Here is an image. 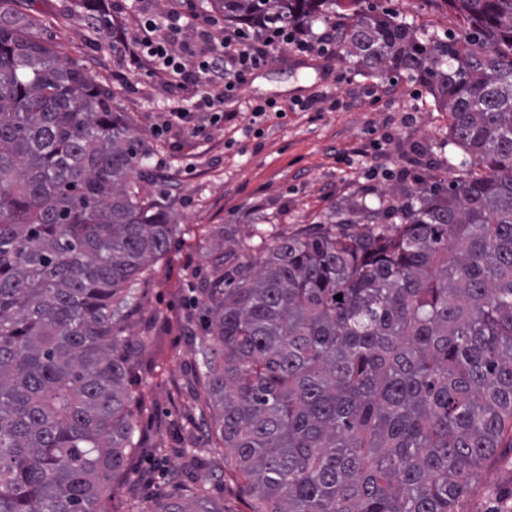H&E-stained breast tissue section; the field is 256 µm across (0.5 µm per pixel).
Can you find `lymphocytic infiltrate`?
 <instances>
[{"instance_id":"lymphocytic-infiltrate-1","label":"lymphocytic infiltrate","mask_w":512,"mask_h":512,"mask_svg":"<svg viewBox=\"0 0 512 512\" xmlns=\"http://www.w3.org/2000/svg\"><path fill=\"white\" fill-rule=\"evenodd\" d=\"M191 23L198 36L188 43L181 33ZM113 47L131 65L150 62L154 73L173 88L200 89L199 104L211 110V120L217 124L224 119L225 100L234 98L254 71L268 65L272 50L331 58L336 54V32L326 30L310 39L283 26L230 32L217 18L200 19L174 8L160 20L143 15L138 34L115 39Z\"/></svg>"}]
</instances>
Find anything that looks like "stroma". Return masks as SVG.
Masks as SVG:
<instances>
[{
  "label": "stroma",
  "instance_id": "35a3bbf8",
  "mask_svg": "<svg viewBox=\"0 0 512 512\" xmlns=\"http://www.w3.org/2000/svg\"><path fill=\"white\" fill-rule=\"evenodd\" d=\"M390 8L421 28H454L452 14L428 0H390ZM14 13L37 19L35 35L110 88L149 153L145 194L166 204L176 222L168 251L138 285L129 315L144 338V364L129 384L145 405L138 414L140 448L128 457V477L116 488L112 512H145L158 495H191L205 486L226 512H250L252 502L211 454L205 418L191 381L195 354L182 328L198 314L195 290L210 279L212 260L225 269L247 267L259 245L348 218L359 201L400 208L405 189L449 178L448 114L406 75L381 80L359 71L344 50L335 58L274 53L236 97L225 101L231 120L212 123L195 89L174 91L151 75L150 65L129 70L111 42L89 32L72 0H12ZM333 95L335 108L294 110L296 101ZM271 99L284 117L255 122L249 103ZM176 107L195 112L193 125L167 121ZM208 457L186 475L187 436ZM462 512H512V450L499 449Z\"/></svg>",
  "mask_w": 512,
  "mask_h": 512
}]
</instances>
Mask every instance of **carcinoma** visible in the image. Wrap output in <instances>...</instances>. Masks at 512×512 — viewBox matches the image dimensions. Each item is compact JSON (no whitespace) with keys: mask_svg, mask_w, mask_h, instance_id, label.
<instances>
[{"mask_svg":"<svg viewBox=\"0 0 512 512\" xmlns=\"http://www.w3.org/2000/svg\"><path fill=\"white\" fill-rule=\"evenodd\" d=\"M433 2L455 28L371 0H209L243 30L343 16L357 69L413 77L464 154L408 191L397 234L360 202L200 289L194 382L252 512H459L512 449V0ZM75 7L108 35L99 0ZM36 23L0 11V512H110L140 447L126 309L175 221L112 90ZM151 512L224 508L200 486Z\"/></svg>","mask_w":512,"mask_h":512,"instance_id":"carcinoma-1","label":"carcinoma"}]
</instances>
